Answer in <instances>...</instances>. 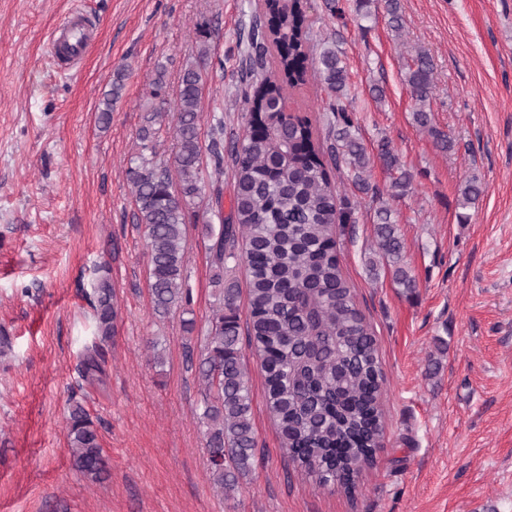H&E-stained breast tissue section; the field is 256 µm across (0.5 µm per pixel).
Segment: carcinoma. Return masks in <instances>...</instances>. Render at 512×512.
<instances>
[{
    "instance_id": "obj_1",
    "label": "carcinoma",
    "mask_w": 512,
    "mask_h": 512,
    "mask_svg": "<svg viewBox=\"0 0 512 512\" xmlns=\"http://www.w3.org/2000/svg\"><path fill=\"white\" fill-rule=\"evenodd\" d=\"M213 36L208 29L202 31L196 62L180 73L172 160L159 157L155 145L167 116L166 100L160 99L161 73L151 92L159 104L145 117L139 149L128 168L148 251L152 308L160 317L189 301L183 289L186 224L205 195L203 150L209 151L216 175L224 174V121L213 125L206 148L199 132L201 67L210 57ZM248 41L251 52L242 62V81L267 70L270 63L275 72L243 90L247 131L230 153V213L209 245L217 282L224 283L215 289L216 310L198 363L210 476L221 493L235 490L239 478L251 472L256 448L238 289L233 281L223 280L224 266L231 260L248 272V344L260 361L266 406L278 426L281 448L320 485L351 495L382 445L384 375L376 339L353 302L337 251L343 225L356 223L355 211L339 197L327 165L346 166L367 188L378 161L398 173L390 184L394 197L408 190L411 176L389 142L381 141L375 157L367 152L343 102L346 66L335 48L311 41L301 0H264ZM312 77L327 91L324 110L336 118L324 143L313 139L309 120L288 113V101ZM405 83L416 125L440 151L452 150L453 139L431 117L435 83L428 54L415 55ZM376 218L377 260L370 261V268L385 264L394 281L411 292L416 281L405 267L391 208L379 206ZM92 296L100 342L86 349L83 358L84 378L91 383L101 381L104 344L115 331V297L108 276L96 280ZM67 439L75 469L91 482L106 479L109 460L93 421L78 403L69 410Z\"/></svg>"
}]
</instances>
